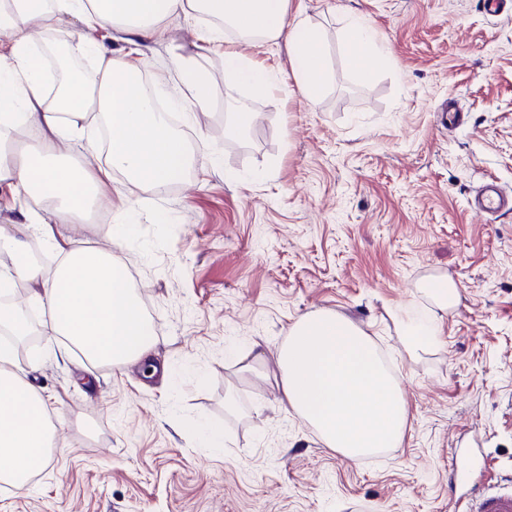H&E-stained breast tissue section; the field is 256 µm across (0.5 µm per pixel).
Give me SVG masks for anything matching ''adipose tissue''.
Instances as JSON below:
<instances>
[{
  "label": "adipose tissue",
  "mask_w": 512,
  "mask_h": 512,
  "mask_svg": "<svg viewBox=\"0 0 512 512\" xmlns=\"http://www.w3.org/2000/svg\"><path fill=\"white\" fill-rule=\"evenodd\" d=\"M290 8L291 0H0V49L7 51L0 63V186L23 208L22 223L0 225V328L18 338L29 335L31 310L45 309L51 314L46 334L65 337L88 365L151 358V325L126 265L111 250L58 239L54 227L109 208L113 173L150 188L179 179L191 164L188 142L139 82L146 64L141 43L165 39L170 19H209L203 40L221 53L225 80L266 94L280 90L279 73L243 56L236 45L286 42L295 94L317 102L329 82L323 37ZM66 17L85 28L79 51L96 60V78L90 84L68 69L51 89L44 32ZM106 25L129 44L125 57H114L111 42L100 36ZM342 34L352 69L369 77L386 63L363 17H350ZM172 68L175 80L159 78L172 86L171 108L212 111L210 72L184 56L174 57ZM100 121L108 128L106 164L93 169L73 163V143L92 154L101 149L89 135ZM34 236L55 253L54 270L28 261ZM22 282L30 290L24 303L15 299ZM414 288L427 301L422 316L404 314L396 322L404 347L418 353L440 343L441 323L459 290L444 275ZM272 356L280 404L306 419L327 447L358 460L401 445L409 410L400 380L352 320L329 311L302 316ZM54 445L47 400L19 373L13 345L0 344V481L27 485Z\"/></svg>",
  "instance_id": "obj_1"
}]
</instances>
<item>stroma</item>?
<instances>
[{
  "instance_id": "stroma-1",
  "label": "stroma",
  "mask_w": 512,
  "mask_h": 512,
  "mask_svg": "<svg viewBox=\"0 0 512 512\" xmlns=\"http://www.w3.org/2000/svg\"><path fill=\"white\" fill-rule=\"evenodd\" d=\"M303 4L332 67L314 104L225 81L200 27L171 22L167 41L145 47V89L158 90L172 53L196 54L221 108L177 111L195 155L181 180L146 191L113 174L131 234L93 220L55 230L136 271L169 370L98 367L89 388L79 355L56 361L62 340L18 345L55 446L25 487L0 484V512H455L449 478L467 450L485 481H512V214L488 224L470 207L486 180L512 191V0L494 16L483 0ZM351 13L388 57L368 79L344 61ZM240 99L259 120L225 135ZM450 104L464 115L454 128ZM436 274L461 300L441 344L415 355L394 316ZM325 310L387 346L410 410L400 447L351 460L278 409L273 360L239 372L252 341L277 347ZM200 423L223 428V453L201 447Z\"/></svg>"
}]
</instances>
